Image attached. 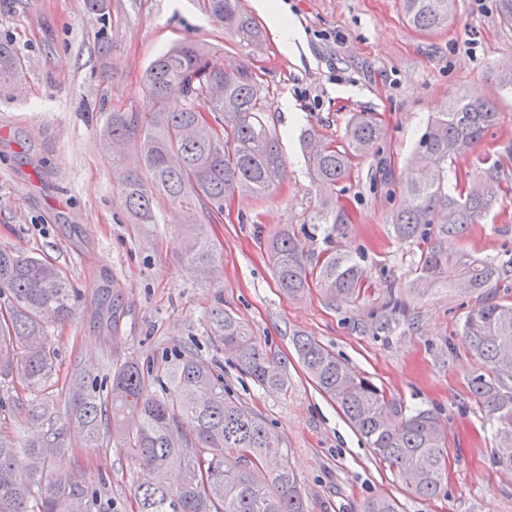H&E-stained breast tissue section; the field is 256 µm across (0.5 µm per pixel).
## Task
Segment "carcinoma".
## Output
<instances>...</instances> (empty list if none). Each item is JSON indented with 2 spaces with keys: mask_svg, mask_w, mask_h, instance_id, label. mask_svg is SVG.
<instances>
[{
  "mask_svg": "<svg viewBox=\"0 0 512 512\" xmlns=\"http://www.w3.org/2000/svg\"><path fill=\"white\" fill-rule=\"evenodd\" d=\"M455 0H399L409 24L422 31L448 25ZM211 18L246 44L262 33L241 8V0H204ZM23 76L15 48L0 41V87ZM145 91L155 101L144 117L116 109L100 133L112 161L132 148L136 170L119 177L123 206L135 224L157 223L155 196L161 195L187 224H214L224 217V199L236 192L262 197L278 182L284 167L279 136L269 128L265 95L245 69L209 62L199 43H181L149 65ZM210 120H205L202 113ZM500 122L489 101L454 99L437 112L421 136L420 163L411 167L403 192L406 207L392 212L390 227L400 240L422 239L414 286L457 283L474 290L493 288L512 271V258L497 262L463 248L469 227L491 213L512 186L500 158L448 187V169L462 145L473 146ZM382 129L367 113L357 115L341 147L322 143L307 153L315 180L334 185L348 173L351 159L377 155ZM320 224L340 233L348 224L344 208L324 202ZM274 276L282 292L300 298L317 283L330 298L360 295L364 271L353 252L334 250L318 273L309 271L303 245L281 232L267 241ZM182 258L206 270L215 262L201 232L180 244ZM459 272L450 282L448 267ZM76 289L58 268L11 247H0V384L20 381L37 394L53 370L49 325L73 316ZM212 323L224 349L261 387L282 389L284 362L267 350L231 314ZM462 333L478 361L469 385L473 398L496 421L501 438L492 461L512 468V303L485 300L467 314ZM298 356L318 387L335 400L355 430L414 497L439 494L449 453L441 422L430 410L407 412L403 403L370 379L356 374L319 341L295 340ZM65 422L34 441L0 438V512H103L101 493L88 491L61 465L68 453L64 428L84 432L85 447L100 449L115 438L138 466L137 512H305L297 477L282 441L267 424L224 386L215 367L188 353L163 370L134 359L110 369L97 383L93 369L68 381ZM177 469L181 481L167 483ZM364 512H399L395 499L376 496Z\"/></svg>",
  "mask_w": 512,
  "mask_h": 512,
  "instance_id": "carcinoma-1",
  "label": "carcinoma"
}]
</instances>
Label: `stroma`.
I'll return each instance as SVG.
<instances>
[{
  "label": "stroma",
  "mask_w": 512,
  "mask_h": 512,
  "mask_svg": "<svg viewBox=\"0 0 512 512\" xmlns=\"http://www.w3.org/2000/svg\"><path fill=\"white\" fill-rule=\"evenodd\" d=\"M284 2L303 32L286 53L252 0L241 5L262 30L256 45L226 34L203 0H109L102 21L85 13L83 0H0V40H10L24 62L21 90L0 87V245L44 258L81 293L73 317L48 329L57 358L42 392L0 386V433L26 439L47 430L40 406L63 411V387L77 365L104 376L129 358L158 368L173 350H187L220 368L226 388L282 440L307 512H363L379 495L396 499L400 512H512V480L490 459L496 425L469 390L477 363L461 326L480 296L468 288L414 289L424 244L396 240L388 226L403 201L408 160L432 113L451 98L493 102L501 121L458 156L449 178L512 152V94L498 80L512 63V21L498 0H456L447 27L433 32L412 27L396 0ZM188 41L208 47L214 63L249 68L271 105L265 119L285 158L265 197L235 194L224 203L223 223L204 225L215 254L206 272L182 260L180 241L192 228L168 202L156 200V223L130 221L118 172L100 147L113 107L152 112L147 66ZM285 99L296 114L281 112ZM360 112L382 125L381 153L353 159L345 179L319 185L304 135L343 145ZM326 200L348 210L344 234L317 223ZM284 229L312 264L335 247L361 250L367 286L360 298L334 301L315 287L300 299L283 295L266 243ZM464 246L483 258L512 254V195L470 226ZM105 281L117 304L109 327L95 313ZM393 296L404 311L387 331L380 323ZM219 311L286 361L287 390L264 389L240 371L214 331ZM298 334L314 337L408 410L440 416L450 464L436 497L405 492L305 371L293 346ZM66 441L65 464L82 484L111 497L112 512H137L138 468L123 448L114 441L100 452L85 448L75 427Z\"/></svg>",
  "instance_id": "obj_1"
}]
</instances>
